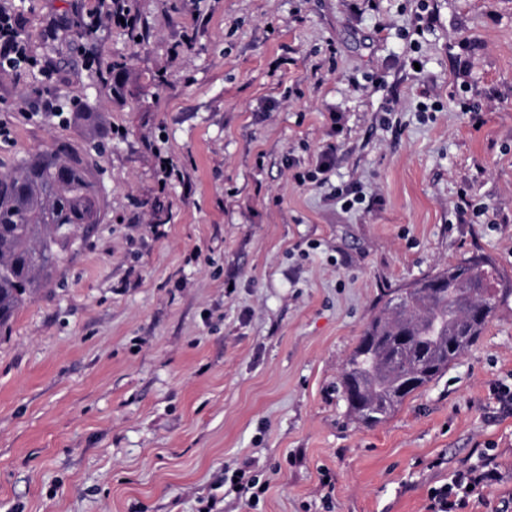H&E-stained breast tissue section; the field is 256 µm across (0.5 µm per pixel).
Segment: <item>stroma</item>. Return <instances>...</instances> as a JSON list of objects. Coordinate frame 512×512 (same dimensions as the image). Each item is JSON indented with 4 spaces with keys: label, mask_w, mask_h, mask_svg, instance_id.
Returning <instances> with one entry per match:
<instances>
[{
    "label": "stroma",
    "mask_w": 512,
    "mask_h": 512,
    "mask_svg": "<svg viewBox=\"0 0 512 512\" xmlns=\"http://www.w3.org/2000/svg\"><path fill=\"white\" fill-rule=\"evenodd\" d=\"M0 5L74 103L1 74L0 173L106 145L101 223L0 334V512H431L488 456L464 512H512V297L386 422L339 388L387 291L476 254L512 276V0H128L135 32L83 38L98 0ZM336 163V146L329 144L324 147L318 155L314 171L306 174H297L296 178L299 183H305L307 180L311 182L324 183L327 181L328 174L334 169ZM321 175V178H318ZM494 461L493 458L484 459L466 475L436 489L432 494V512H459L466 503L465 495L477 488H490L495 485L499 481L500 472ZM468 485H473V488L467 490Z\"/></svg>",
    "instance_id": "stroma-1"
}]
</instances>
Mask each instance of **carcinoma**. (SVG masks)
Listing matches in <instances>:
<instances>
[{
    "label": "carcinoma",
    "mask_w": 512,
    "mask_h": 512,
    "mask_svg": "<svg viewBox=\"0 0 512 512\" xmlns=\"http://www.w3.org/2000/svg\"><path fill=\"white\" fill-rule=\"evenodd\" d=\"M100 193L97 160L81 144L38 152L18 173L0 174V330L53 280L75 228L101 222ZM511 295L512 277L485 255L395 291L397 303H385L343 363L349 415L370 427L385 422L463 353L452 336L464 329L473 344Z\"/></svg>",
    "instance_id": "1"
}]
</instances>
